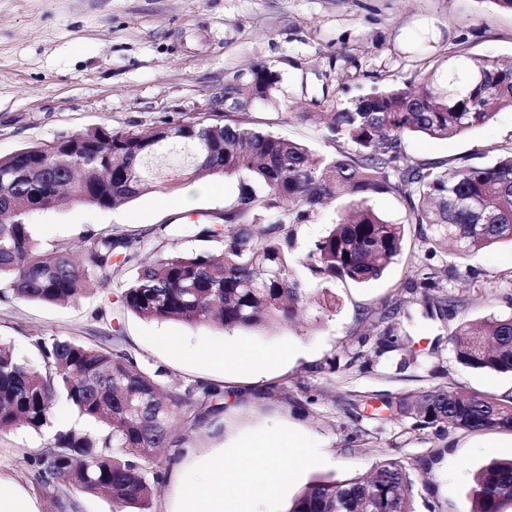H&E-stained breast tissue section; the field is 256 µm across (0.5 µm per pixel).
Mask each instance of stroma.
Returning a JSON list of instances; mask_svg holds the SVG:
<instances>
[{"instance_id": "35a3bbf8", "label": "stroma", "mask_w": 512, "mask_h": 512, "mask_svg": "<svg viewBox=\"0 0 512 512\" xmlns=\"http://www.w3.org/2000/svg\"><path fill=\"white\" fill-rule=\"evenodd\" d=\"M462 53L512 57V12L493 0H0V157L102 127L127 131L219 111L225 85L249 81L258 64L279 81L252 106L251 121L335 154L317 113L418 75L446 92L448 67ZM509 146L512 108L454 138L407 137L404 152L426 164H489ZM180 194L167 188L113 209L70 204L30 222L45 247L109 225L146 252L207 248L191 226L172 223ZM369 204L403 225L402 254L366 284L321 280L337 303L326 315L311 307L298 324L261 330L149 321L120 302L132 275L124 269L109 287L66 305L0 297V340L35 366L41 357L33 338L56 336L128 354L159 372L166 387L221 388L217 412L195 422L176 416V444L163 450L169 465L148 512H174L181 485L212 449L229 455L286 432L296 437L289 460L305 466L263 492L255 512H285L313 480L361 475L389 456L411 473L415 512H467L472 473L491 458L512 457V431L425 428L387 404L439 387L512 399V373L464 365L450 340L463 322L512 314V246L465 259L453 244L430 247L424 226L409 223L405 199L377 194ZM427 266L440 280L431 301L411 288ZM387 304L399 309L386 322L399 342L383 353L371 322ZM160 335L179 340L187 356L172 357L157 344ZM221 346L276 360L254 375L201 358ZM54 419L38 432L0 430V477L22 487L38 512H113L105 495L61 480L51 489L40 485L35 460L52 447L56 423L83 425L61 402Z\"/></svg>"}]
</instances>
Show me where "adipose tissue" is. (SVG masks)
Segmentation results:
<instances>
[{"label":"adipose tissue","instance_id":"adipose-tissue-1","mask_svg":"<svg viewBox=\"0 0 512 512\" xmlns=\"http://www.w3.org/2000/svg\"><path fill=\"white\" fill-rule=\"evenodd\" d=\"M264 454L261 448L242 447L232 464H225L220 455L201 463L181 496L178 512H253L257 488L275 487L284 477L280 465L258 467Z\"/></svg>","mask_w":512,"mask_h":512}]
</instances>
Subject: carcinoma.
<instances>
[{"label": "carcinoma", "mask_w": 512, "mask_h": 512, "mask_svg": "<svg viewBox=\"0 0 512 512\" xmlns=\"http://www.w3.org/2000/svg\"><path fill=\"white\" fill-rule=\"evenodd\" d=\"M278 75L259 64L245 85L224 88V99L256 90L266 100ZM512 107V58L463 55L448 68V92L430 86L415 93L409 83L358 97L332 112L323 126L328 142L351 146L333 157L316 156L303 143L256 126L241 112L224 122L183 118L132 132L99 128L69 136L57 145L0 157V171L32 169V179L0 195V294L43 303L74 301L88 287L112 281L115 269L134 274L121 292L123 307L145 320L210 323L225 330L261 329L291 322L307 305L319 312L336 307L332 296L312 298L290 261L294 226L327 204L351 209L315 243L306 265L327 279L357 284L380 278L402 251L403 228L369 205L374 194H396L410 203V223L427 225L433 245L450 237L460 256L512 244V146L492 164L431 166L403 153L404 139L426 135L447 139L484 124ZM239 180L237 201L208 215L198 235L220 243L207 251L144 254L135 241L112 227L91 232L71 245L41 247L28 218L68 204L112 208L167 185L201 174ZM275 220L257 229V211ZM234 228L230 235L213 228ZM440 287L426 267L413 288L426 296ZM463 364L512 372V315H490L451 333ZM43 365L31 366L0 343V428L51 426L54 404L67 403L78 418L100 425L96 437L70 428L37 461L42 482L68 477L87 492L112 500L114 512L148 506L149 480H159L167 459L158 452L176 443L171 420L191 409L198 419L221 390L164 391L156 375L125 353L97 344L37 337ZM419 425L480 431L512 430V401L484 394L458 395L444 388L423 390L396 405ZM404 461L388 457L370 478L319 479L309 483L287 512H414ZM469 512H512V459L493 460L472 477Z\"/></svg>", "instance_id": "cac0c4a2"}]
</instances>
